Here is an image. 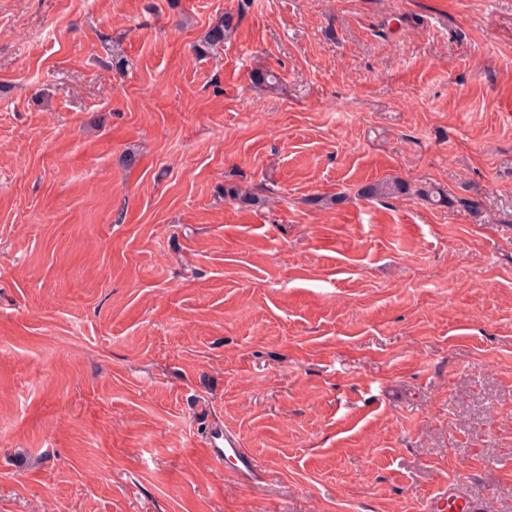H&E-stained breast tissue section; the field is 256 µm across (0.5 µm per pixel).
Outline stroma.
I'll return each instance as SVG.
<instances>
[{"instance_id": "1", "label": "stroma", "mask_w": 512, "mask_h": 512, "mask_svg": "<svg viewBox=\"0 0 512 512\" xmlns=\"http://www.w3.org/2000/svg\"><path fill=\"white\" fill-rule=\"evenodd\" d=\"M448 483L512 512V0H0V512ZM204 446L210 456L218 462H224V459L236 461L241 474L261 471L258 459L243 448L240 438L233 431L223 426H215L209 430Z\"/></svg>"}]
</instances>
